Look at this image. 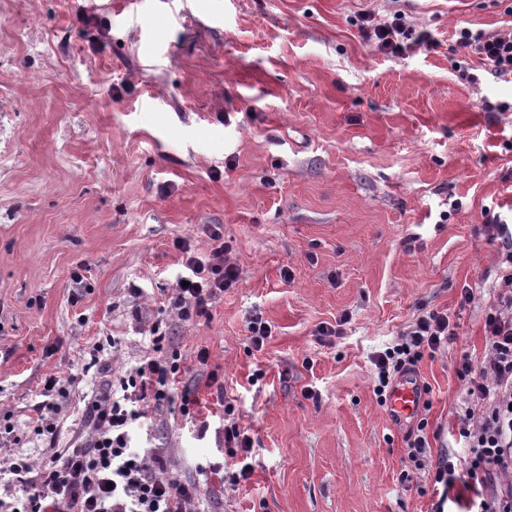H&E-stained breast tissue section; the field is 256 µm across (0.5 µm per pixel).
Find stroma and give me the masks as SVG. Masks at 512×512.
<instances>
[{"instance_id": "obj_1", "label": "stroma", "mask_w": 512, "mask_h": 512, "mask_svg": "<svg viewBox=\"0 0 512 512\" xmlns=\"http://www.w3.org/2000/svg\"><path fill=\"white\" fill-rule=\"evenodd\" d=\"M397 9L429 44L362 36L361 11ZM463 27L512 31V0H0V465L91 436L85 397L150 345L141 308L203 405L223 382L253 431L251 478L211 477V512H434L427 471L401 476L415 418H388L370 359L447 312L457 336L418 363L416 418L433 454L463 462L471 400L452 361L486 357L507 265L485 216L512 217V79L458 46ZM207 224L239 280L184 324L165 298L175 243L208 255ZM257 317L272 329L258 352ZM50 377L71 395L41 434ZM223 423L200 440L159 408L132 444L193 481L221 460Z\"/></svg>"}]
</instances>
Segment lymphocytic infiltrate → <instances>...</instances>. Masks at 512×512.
<instances>
[{
  "instance_id": "lymphocytic-infiltrate-1",
  "label": "lymphocytic infiltrate",
  "mask_w": 512,
  "mask_h": 512,
  "mask_svg": "<svg viewBox=\"0 0 512 512\" xmlns=\"http://www.w3.org/2000/svg\"><path fill=\"white\" fill-rule=\"evenodd\" d=\"M361 30L365 39L391 53L402 50L412 36L399 12L384 23L363 13ZM458 43L486 61L494 77L512 76V35L463 28ZM204 231L214 243L208 258L198 257L189 241L178 243L183 269L168 293V304L185 323L206 316L238 280L236 266L224 259L222 225L208 224ZM485 332L484 362L474 365L463 352L454 363L457 376L468 382L470 396L483 406L481 416L468 409L458 419V433L468 449L465 473L473 486L463 512H512V273L504 276L488 308ZM152 335L151 353L118 383H105L87 403L85 413L94 432L86 447L53 451L36 466L22 457L0 466V512H205L199 480H177L168 471L165 453L130 445L132 425L148 419L150 406L185 416L196 413L190 390L176 385V358L161 354L165 332L156 325ZM455 336L447 312L419 315L396 343L373 354L377 399L386 401L399 376L413 371L425 353L447 347ZM424 430L420 422L405 436L408 463L417 470L430 469L434 483L452 486L455 463L447 453L431 457Z\"/></svg>"
}]
</instances>
